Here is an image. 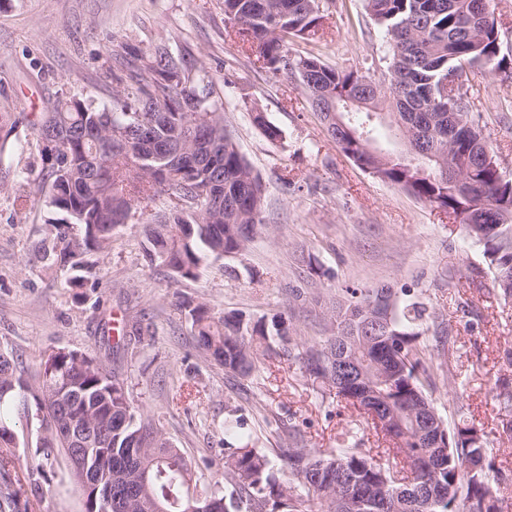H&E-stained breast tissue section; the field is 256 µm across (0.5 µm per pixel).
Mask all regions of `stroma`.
Listing matches in <instances>:
<instances>
[{"mask_svg": "<svg viewBox=\"0 0 512 512\" xmlns=\"http://www.w3.org/2000/svg\"><path fill=\"white\" fill-rule=\"evenodd\" d=\"M325 41L299 40L333 66H358L387 52L365 0H337ZM132 44L169 45L210 71L224 101V122L263 185L268 222L233 258L204 263L196 277L171 280L152 267L138 219L92 251L83 287L56 255L80 225L53 221L42 205L15 200L46 183L43 144L29 120L65 96L111 104L121 86L112 54ZM512 69L476 72L467 104L484 113L500 163L512 171ZM25 113L0 152V351L36 381L46 356L85 350L116 370L129 397L159 420L192 461L201 486L224 481V451L248 441L262 449L294 444L330 451L342 438L377 461L391 442L367 414L320 392L298 364L260 356L247 378L232 376L198 348L184 302L213 315L256 321L284 316L295 342L331 335L327 312L353 290L388 286L400 304L425 310L416 339L431 381L426 394L448 430L481 435L488 460L512 472V437L497 381L512 379V302H505L482 245L439 209L359 169L327 136L296 78L262 69L225 31L223 0H0V113ZM262 115L282 137L269 141ZM146 316L150 341L112 344L125 321ZM28 408L0 400V421L15 436V471L29 512H84L67 459L36 454L43 432Z\"/></svg>", "mask_w": 512, "mask_h": 512, "instance_id": "stroma-1", "label": "stroma"}]
</instances>
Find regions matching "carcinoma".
<instances>
[{
    "mask_svg": "<svg viewBox=\"0 0 512 512\" xmlns=\"http://www.w3.org/2000/svg\"><path fill=\"white\" fill-rule=\"evenodd\" d=\"M475 0H366L385 32L386 74L373 68L330 66L310 51L294 54L293 39L324 40V20L336 0H224L231 33L262 67L298 78L328 135L356 166L460 218L483 245L494 281L512 298V177L498 163L491 129L466 104L470 75L512 67L501 54L498 22L472 19ZM123 90L112 107L93 96L59 98L31 123L46 142L47 206L84 229L81 245L66 242L57 262L79 272L84 285L90 247H106L132 215L142 219L149 263L178 278L195 276L207 260L243 251L267 223L260 177L239 153L224 125V102L213 95L204 68L161 45L146 52L126 45L115 55ZM386 117L403 145L376 146L372 123ZM155 120L176 167L151 160L128 131ZM216 184L224 199L199 200L197 188ZM197 345L224 371L249 377L258 355L280 346L324 395L345 400L369 416L391 413L399 441L388 449L409 471L403 482L373 458L348 446L277 448L288 462V482L270 459L248 444L224 456V489L190 492L191 462L144 414L119 374L77 367L61 352L50 378L36 385L16 373L0 352V400L31 401L45 433L37 451L48 459L65 447L71 425L89 424L110 446L100 464L112 490L125 494L122 512H501L502 473L487 461L477 431L451 434L424 392L421 352L413 345L423 310L398 305L388 287L367 288L331 310L334 333L311 345L291 343L286 319L271 324L241 315L215 317L197 304L188 310ZM10 442L0 444V512H27L24 488L13 474Z\"/></svg>",
    "mask_w": 512,
    "mask_h": 512,
    "instance_id": "carcinoma-1",
    "label": "carcinoma"
}]
</instances>
